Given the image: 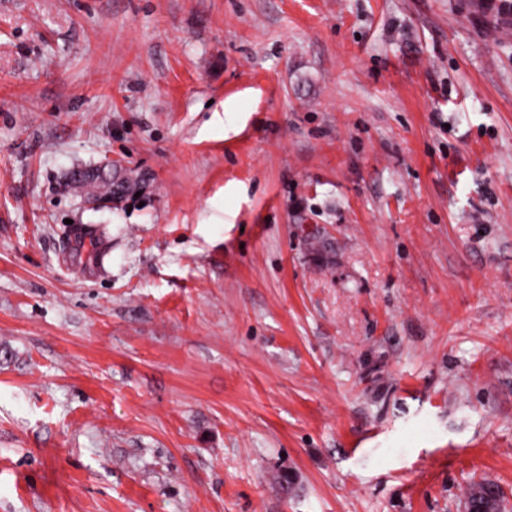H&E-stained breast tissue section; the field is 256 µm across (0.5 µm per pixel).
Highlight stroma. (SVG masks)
<instances>
[{
    "label": "stroma",
    "mask_w": 512,
    "mask_h": 512,
    "mask_svg": "<svg viewBox=\"0 0 512 512\" xmlns=\"http://www.w3.org/2000/svg\"><path fill=\"white\" fill-rule=\"evenodd\" d=\"M473 481L512 512V17L0 0V512Z\"/></svg>",
    "instance_id": "obj_1"
}]
</instances>
